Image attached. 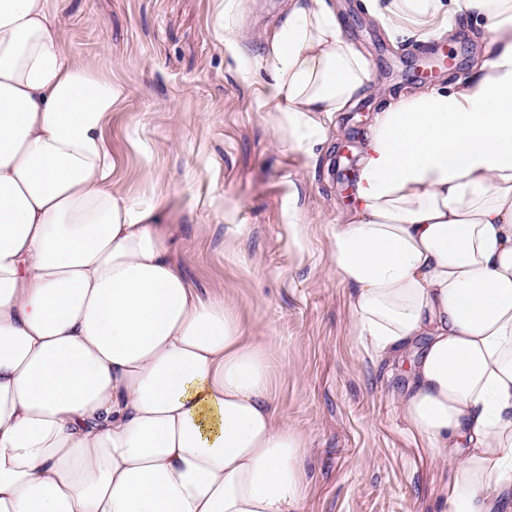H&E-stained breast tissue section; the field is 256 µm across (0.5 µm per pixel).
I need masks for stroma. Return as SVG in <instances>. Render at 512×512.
<instances>
[{
	"mask_svg": "<svg viewBox=\"0 0 512 512\" xmlns=\"http://www.w3.org/2000/svg\"><path fill=\"white\" fill-rule=\"evenodd\" d=\"M335 2L371 81L310 154L277 146L280 115L263 97L282 0H237V42L219 41L214 0H48L67 54L123 91L104 129L115 187L139 205L163 201L189 280L226 293L247 335L276 341L279 409L311 444L303 512H443L446 476L398 412L405 373L357 342L329 244L355 190L337 170L357 171L385 96L470 77L485 34L464 23L404 42L364 0Z\"/></svg>",
	"mask_w": 512,
	"mask_h": 512,
	"instance_id": "1",
	"label": "stroma"
}]
</instances>
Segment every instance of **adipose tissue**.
Here are the masks:
<instances>
[{
    "label": "adipose tissue",
    "instance_id": "1",
    "mask_svg": "<svg viewBox=\"0 0 512 512\" xmlns=\"http://www.w3.org/2000/svg\"><path fill=\"white\" fill-rule=\"evenodd\" d=\"M371 2L396 36L474 21L486 59L377 112L330 265L364 350L405 369L447 512H512V0ZM267 54L312 151L369 63L334 0H285ZM120 100L47 0H0V512H302L310 441L279 412L275 341L188 280L161 204L113 186Z\"/></svg>",
    "mask_w": 512,
    "mask_h": 512
}]
</instances>
